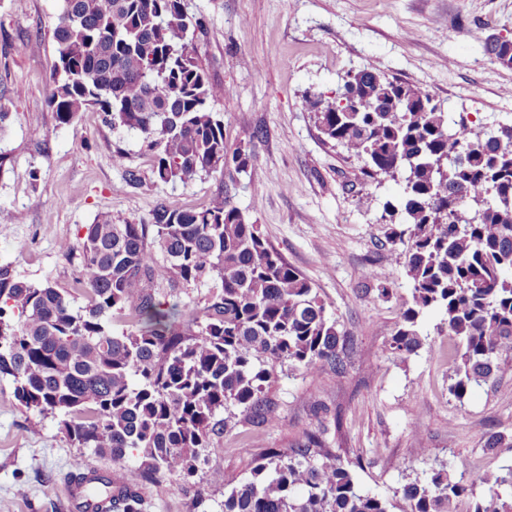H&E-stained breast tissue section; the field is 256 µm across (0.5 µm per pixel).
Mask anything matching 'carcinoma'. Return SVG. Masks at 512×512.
<instances>
[{"label":"carcinoma","instance_id":"obj_1","mask_svg":"<svg viewBox=\"0 0 512 512\" xmlns=\"http://www.w3.org/2000/svg\"><path fill=\"white\" fill-rule=\"evenodd\" d=\"M200 28L184 0H63L48 98L57 123L98 109L142 136L162 182L247 171L258 133L226 143L210 107L220 88L192 47ZM482 44L494 62L512 52L486 36ZM351 97L359 111H337ZM306 102L325 140L362 161L361 178L402 183L383 205L391 241L408 236L396 263L411 282L390 349L402 359L417 353L418 317L440 311V329L456 342L449 392L463 400L512 353V121L477 132L460 112L450 126L428 90L370 67L335 101L312 92ZM58 251L78 265L72 288L34 284L0 265V379L12 381L15 404L58 417L74 447L114 461L137 455L145 480L169 474L200 490L224 482L207 468L213 436L227 426L224 408L269 422L262 397L276 366L312 374L342 364L336 321L312 283L226 197L199 209L161 201L148 218L121 224L102 213ZM209 281L214 290L191 309L152 292ZM115 314L131 329L112 333ZM482 483L489 499L472 512H512V465ZM400 494L404 512H459L472 487L440 469ZM393 507L309 437L255 460L222 512ZM112 509L141 512L139 485L112 488Z\"/></svg>","mask_w":512,"mask_h":512}]
</instances>
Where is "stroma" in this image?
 Listing matches in <instances>:
<instances>
[{
  "instance_id": "obj_1",
  "label": "stroma",
  "mask_w": 512,
  "mask_h": 512,
  "mask_svg": "<svg viewBox=\"0 0 512 512\" xmlns=\"http://www.w3.org/2000/svg\"><path fill=\"white\" fill-rule=\"evenodd\" d=\"M201 18L193 44L211 81L226 87L212 104L224 139L252 143V174L213 172L193 183H161L135 132L112 128L89 109L68 126L47 105L56 61L53 28L62 0H0V264L21 277L74 285L75 267L58 252L96 215L149 216L158 201L202 208L229 196L289 264L316 288L342 335L341 370L306 375L279 368L266 390L274 420L257 425L236 408L215 436L211 468L224 481L203 493L165 476L142 481L138 457L115 462L73 447L56 419L24 411L0 381V512H63L64 475L76 462L108 468L140 484L143 512H221L224 494L267 449H289L307 434L340 453L361 490L393 497L432 470L474 485L469 512L487 496L477 478L512 464L489 450L490 434L512 436V355L498 375L464 400L449 392L447 334L438 311L418 320L424 345L402 360L389 351L410 283L393 253L383 205L391 180L359 178V162L323 140L304 102L331 99L343 75L373 67L428 89L445 112L468 113L475 127L512 120V67L492 62L478 39H512V0H185ZM28 51H19V44ZM126 154L115 160L116 150ZM140 174L126 185L127 170ZM26 242L16 252L17 242ZM426 456H418V449Z\"/></svg>"
}]
</instances>
